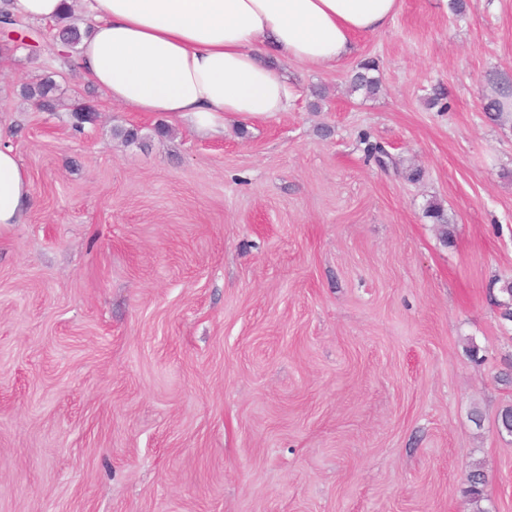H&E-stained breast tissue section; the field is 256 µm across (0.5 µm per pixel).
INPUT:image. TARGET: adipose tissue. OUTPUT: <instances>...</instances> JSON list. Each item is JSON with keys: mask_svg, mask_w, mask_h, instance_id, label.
Listing matches in <instances>:
<instances>
[{"mask_svg": "<svg viewBox=\"0 0 512 512\" xmlns=\"http://www.w3.org/2000/svg\"><path fill=\"white\" fill-rule=\"evenodd\" d=\"M86 78L131 112L163 113L218 133L228 118L285 111L290 84L255 54L271 43L311 66L341 63L356 37L385 29L399 0H83ZM31 183L0 146V225L23 223Z\"/></svg>", "mask_w": 512, "mask_h": 512, "instance_id": "1", "label": "adipose tissue"}]
</instances>
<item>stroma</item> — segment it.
<instances>
[{
  "instance_id": "1",
  "label": "stroma",
  "mask_w": 512,
  "mask_h": 512,
  "mask_svg": "<svg viewBox=\"0 0 512 512\" xmlns=\"http://www.w3.org/2000/svg\"><path fill=\"white\" fill-rule=\"evenodd\" d=\"M464 3L401 0L333 67L260 49L295 98L220 136L113 105L54 24L0 34L32 183L0 225V512H473L475 463L512 512V119L484 111L512 0ZM46 74L55 112L22 95ZM361 71H358L351 83V89L353 92H363L366 96L375 95L380 87V80L374 75H370V71H375L374 63H364L360 67Z\"/></svg>"
}]
</instances>
